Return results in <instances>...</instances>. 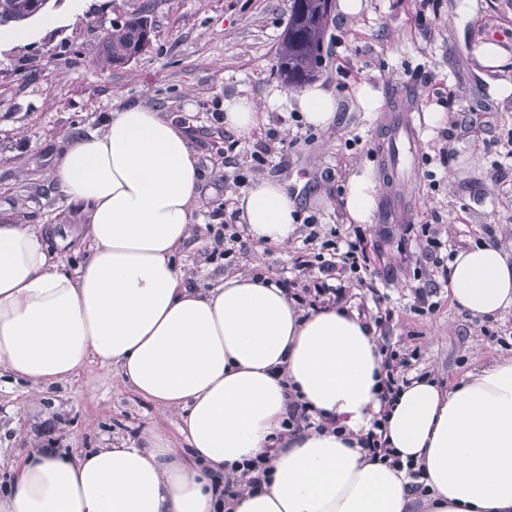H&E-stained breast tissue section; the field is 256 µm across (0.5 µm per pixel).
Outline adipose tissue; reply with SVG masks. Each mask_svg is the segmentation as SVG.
Wrapping results in <instances>:
<instances>
[{
	"label": "adipose tissue",
	"mask_w": 512,
	"mask_h": 512,
	"mask_svg": "<svg viewBox=\"0 0 512 512\" xmlns=\"http://www.w3.org/2000/svg\"><path fill=\"white\" fill-rule=\"evenodd\" d=\"M282 107L323 130L336 120L335 96L316 83L272 90L261 104L226 97L224 126L247 139ZM52 177L86 214L85 260L65 271L39 227L0 225V370L38 390L93 360L117 367L137 394L181 410L189 453L161 432L119 448L41 450L7 485L0 512H224L214 476L269 447L266 485L236 497L233 512H412L405 472L347 440L379 408L381 354L357 315L304 313L274 282L239 273L205 292L185 284L178 256L200 170L182 127L128 105L72 138ZM344 193L348 223H371L372 171H353ZM234 207L252 240L292 241L296 205L281 182L256 178ZM448 290L472 314L502 312L512 307V259L489 244L463 249ZM292 392L342 434L282 436ZM388 435L424 469V512H512V358L448 391L413 381Z\"/></svg>",
	"instance_id": "ef3b65f1"
}]
</instances>
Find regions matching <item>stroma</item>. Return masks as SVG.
Listing matches in <instances>:
<instances>
[{"instance_id":"35a3bbf8","label":"stroma","mask_w":512,"mask_h":512,"mask_svg":"<svg viewBox=\"0 0 512 512\" xmlns=\"http://www.w3.org/2000/svg\"><path fill=\"white\" fill-rule=\"evenodd\" d=\"M359 15L331 13L317 77L339 104L326 130L271 112L250 138L227 150L214 113L230 95L263 99L282 88L277 49L289 0H50L27 22L31 39L0 42V224H38L51 250L73 270L85 257L83 212L67 204L51 177L73 136L103 126L110 112L140 103L185 127L199 155L201 181L194 232L179 258L186 281L206 290L225 270L206 263L213 211L234 197L237 174L287 183L302 215H316L321 238L344 225L343 187L356 167L375 172L378 202L412 210L409 223L430 225L454 249L490 242L512 257V94L500 98L472 55L485 41L512 57V0H364ZM153 23L147 50L125 63L106 62L102 37L138 13ZM381 92L364 112L354 91ZM410 111L420 130L416 170L388 171L379 156L393 108ZM446 121L429 127L430 110ZM286 136L287 151L254 159L259 144ZM435 180H428L427 171ZM405 223L374 218L361 225L379 260L375 286L392 311L379 345L417 353L415 372L441 388L512 357V308L475 316L440 286L434 311H417L415 289L431 262L420 261L417 235ZM307 234L285 247L249 243L235 260L241 274L290 278ZM178 411L159 409L123 385L115 368L89 362L71 379L34 390L0 375V486L21 454L53 444L75 452L121 446L151 431L178 439Z\"/></svg>"}]
</instances>
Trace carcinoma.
<instances>
[{
    "mask_svg": "<svg viewBox=\"0 0 512 512\" xmlns=\"http://www.w3.org/2000/svg\"><path fill=\"white\" fill-rule=\"evenodd\" d=\"M50 0H0V28L45 11ZM328 0H290L288 22L277 50L278 71L286 85L312 80L321 64L320 49L328 23ZM152 24L145 16L112 26L104 36L106 59L124 63L150 44Z\"/></svg>",
    "mask_w": 512,
    "mask_h": 512,
    "instance_id": "cac0c4a2",
    "label": "carcinoma"
}]
</instances>
